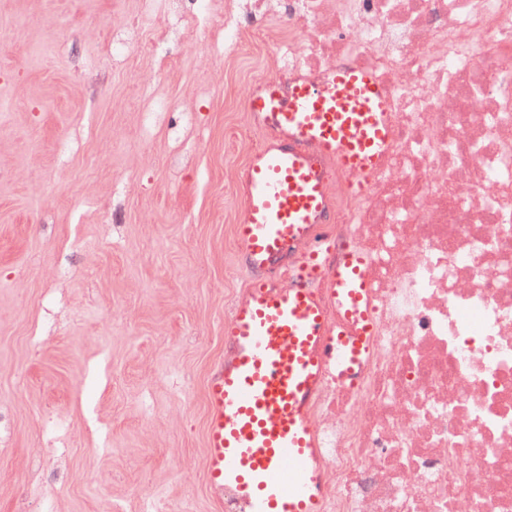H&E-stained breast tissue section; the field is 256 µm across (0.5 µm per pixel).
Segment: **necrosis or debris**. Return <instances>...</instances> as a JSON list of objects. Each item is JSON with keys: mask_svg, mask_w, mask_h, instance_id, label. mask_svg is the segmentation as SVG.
<instances>
[{"mask_svg": "<svg viewBox=\"0 0 512 512\" xmlns=\"http://www.w3.org/2000/svg\"><path fill=\"white\" fill-rule=\"evenodd\" d=\"M262 79L349 66L386 91L366 191L318 156L337 253L369 258L375 343L360 384L310 419L324 512H512V0H225L192 19Z\"/></svg>", "mask_w": 512, "mask_h": 512, "instance_id": "4bbe7bcc", "label": "necrosis or debris"}]
</instances>
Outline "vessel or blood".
Listing matches in <instances>:
<instances>
[{"instance_id": "obj_1", "label": "vessel or blood", "mask_w": 512, "mask_h": 512, "mask_svg": "<svg viewBox=\"0 0 512 512\" xmlns=\"http://www.w3.org/2000/svg\"><path fill=\"white\" fill-rule=\"evenodd\" d=\"M385 89L369 71L335 69L321 83L262 84L249 108L275 141L243 172L245 215L235 228L251 278L224 321L230 355L207 381V473L246 512H322L321 452L309 408L325 380H361L374 338L368 260L350 248L335 264L332 240L311 238L325 212L315 145L352 174L363 193L391 138ZM309 239L277 284L280 265ZM328 282L343 318L331 322L314 286Z\"/></svg>"}]
</instances>
